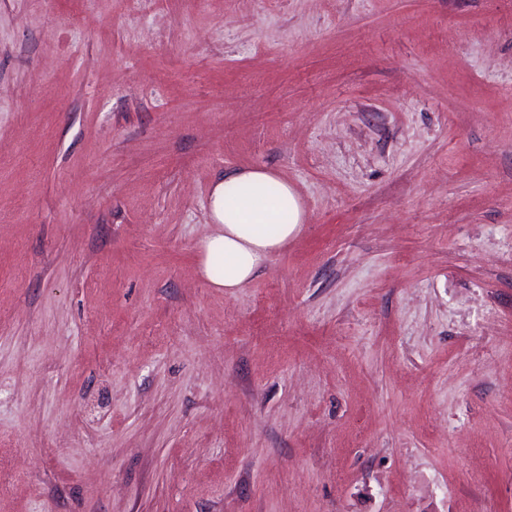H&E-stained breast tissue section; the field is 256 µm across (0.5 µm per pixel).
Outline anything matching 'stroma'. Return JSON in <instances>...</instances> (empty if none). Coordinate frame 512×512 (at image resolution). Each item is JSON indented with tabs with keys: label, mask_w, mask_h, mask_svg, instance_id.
<instances>
[{
	"label": "stroma",
	"mask_w": 512,
	"mask_h": 512,
	"mask_svg": "<svg viewBox=\"0 0 512 512\" xmlns=\"http://www.w3.org/2000/svg\"><path fill=\"white\" fill-rule=\"evenodd\" d=\"M0 512H512V0H0ZM235 187L250 188L253 195L233 201L228 192ZM208 215L217 227L201 241L200 268L214 287L228 292L252 281L305 221L292 186L263 166L224 172L209 193Z\"/></svg>",
	"instance_id": "1"
}]
</instances>
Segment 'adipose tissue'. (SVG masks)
I'll return each instance as SVG.
<instances>
[{"instance_id": "ef3b65f1", "label": "adipose tissue", "mask_w": 512, "mask_h": 512, "mask_svg": "<svg viewBox=\"0 0 512 512\" xmlns=\"http://www.w3.org/2000/svg\"><path fill=\"white\" fill-rule=\"evenodd\" d=\"M235 187L251 189V197L231 200L228 192ZM208 215L216 230L200 244V268L214 287L228 292L252 281L305 221L292 186L262 166L217 179Z\"/></svg>"}]
</instances>
